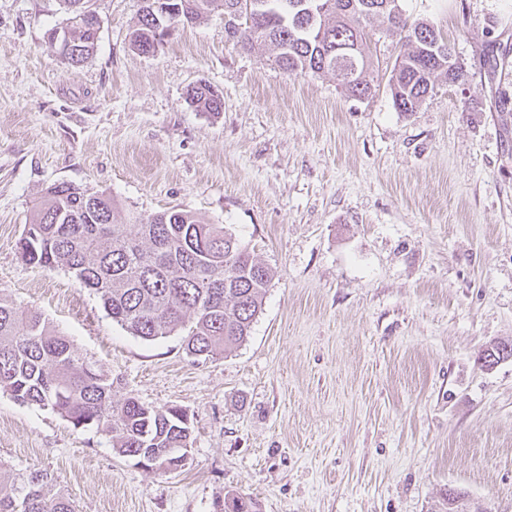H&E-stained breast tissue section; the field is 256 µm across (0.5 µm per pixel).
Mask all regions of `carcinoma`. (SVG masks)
<instances>
[{
	"mask_svg": "<svg viewBox=\"0 0 512 512\" xmlns=\"http://www.w3.org/2000/svg\"><path fill=\"white\" fill-rule=\"evenodd\" d=\"M141 8L130 44L144 54L158 14ZM193 4L189 23L224 10V37L243 49L260 43L276 52L287 72L330 74L349 96L372 94L366 27L376 17L400 44L389 86L394 107L414 112L444 80L456 84L465 71L433 23L409 22L400 0H256L251 20L240 19L241 0H167ZM76 50L61 58L78 68L97 48L98 29L81 22L71 30ZM201 112H223L221 96L208 84L188 90ZM27 265L61 268L98 295L113 321L147 341L184 332L187 354L208 359L243 343L260 313L270 281L267 267L251 257L222 224H204L182 209L160 212L143 224L120 221L112 197L58 182L34 204L17 242ZM114 381L79 355L71 341L41 315L18 314L0 296V392L20 405L48 409L76 429L96 427L112 438L113 450L163 471L170 448L190 447L187 415L178 407L155 409L133 397L116 404ZM48 473L33 470L0 477V512H75L70 499L50 493ZM224 512H260L251 497L224 494Z\"/></svg>",
	"mask_w": 512,
	"mask_h": 512,
	"instance_id": "obj_1",
	"label": "carcinoma"
}]
</instances>
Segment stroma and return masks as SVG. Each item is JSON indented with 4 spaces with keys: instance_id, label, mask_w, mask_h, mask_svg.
I'll return each mask as SVG.
<instances>
[{
    "instance_id": "stroma-1",
    "label": "stroma",
    "mask_w": 512,
    "mask_h": 512,
    "mask_svg": "<svg viewBox=\"0 0 512 512\" xmlns=\"http://www.w3.org/2000/svg\"><path fill=\"white\" fill-rule=\"evenodd\" d=\"M467 77L396 111L400 46L369 25L375 92L281 69L224 40V13L133 50L141 0H88L97 50L62 64L60 0H0V296L38 312L114 380V400L182 408L189 460L160 473L110 436L0 393V473L46 471L76 512H512V0H400ZM207 82L213 116L187 92ZM68 182L124 222L177 207L232 229L272 279L240 346L145 341L70 273L16 250L36 200ZM190 104L201 112L219 115L223 112L221 96L208 84L199 83L188 90Z\"/></svg>"
}]
</instances>
